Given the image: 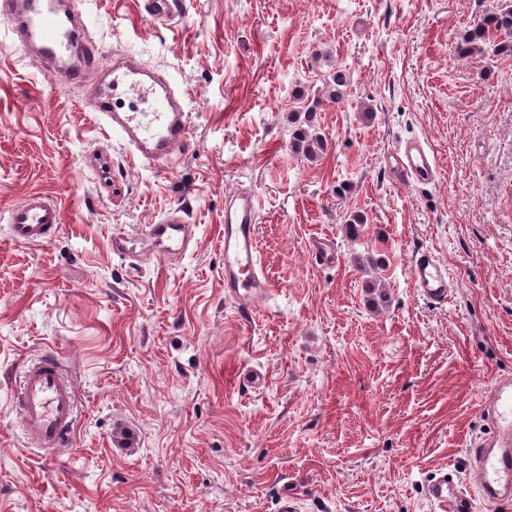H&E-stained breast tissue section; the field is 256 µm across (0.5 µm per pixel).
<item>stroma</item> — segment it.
<instances>
[{
	"label": "stroma",
	"mask_w": 512,
	"mask_h": 512,
	"mask_svg": "<svg viewBox=\"0 0 512 512\" xmlns=\"http://www.w3.org/2000/svg\"><path fill=\"white\" fill-rule=\"evenodd\" d=\"M74 3L101 63L166 73L189 136L168 164L138 161L84 110L87 87L0 45V512H279L287 496L300 512H439L428 481L469 489L482 401L512 378V56L459 53L512 0H181L164 24L142 0ZM302 105L326 140L313 161L290 143ZM414 138L437 157L426 185L387 167ZM33 191L65 222L12 243L4 214ZM234 191L261 201L270 290L251 304L224 293ZM175 207L194 239L166 261L140 233ZM117 235L139 261L113 253ZM317 237L335 264L314 262ZM420 249L448 267L444 306L411 287ZM47 352L78 398L54 456L12 405Z\"/></svg>",
	"instance_id": "1"
}]
</instances>
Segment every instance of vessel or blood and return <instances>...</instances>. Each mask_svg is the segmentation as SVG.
<instances>
[{"instance_id": "vessel-or-blood-1", "label": "vessel or blood", "mask_w": 512, "mask_h": 512, "mask_svg": "<svg viewBox=\"0 0 512 512\" xmlns=\"http://www.w3.org/2000/svg\"><path fill=\"white\" fill-rule=\"evenodd\" d=\"M61 0H0V18L9 25L13 42L36 60L49 64L52 79L88 87L86 108L97 121L120 135L133 157L163 164L187 143L190 115L169 81L134 56L114 59L102 66L77 15L62 13ZM179 9L178 0H146L148 15L164 23ZM135 88L151 96L146 112H121L111 108L118 98ZM402 181L431 182L436 158L427 142L411 140L400 145L389 160ZM259 199L252 193H234L224 201V292L255 299L269 283L257 254L256 224ZM9 236L20 245L46 243L64 222L59 203L41 192L28 194L7 216ZM146 240L157 244L159 258L187 252L192 226L181 209L168 210L145 230ZM412 286L421 299L434 306L447 303L453 283L446 267L428 250L416 251L410 262ZM489 417L493 447L475 446L472 480L486 498L512 501V380L493 382L489 391ZM21 430L37 449L51 452L68 446L77 424V396L66 380L56 355L44 354L30 364L22 378L19 401ZM427 495L440 512H474L473 501L458 490L447 472H439L427 485Z\"/></svg>"}]
</instances>
